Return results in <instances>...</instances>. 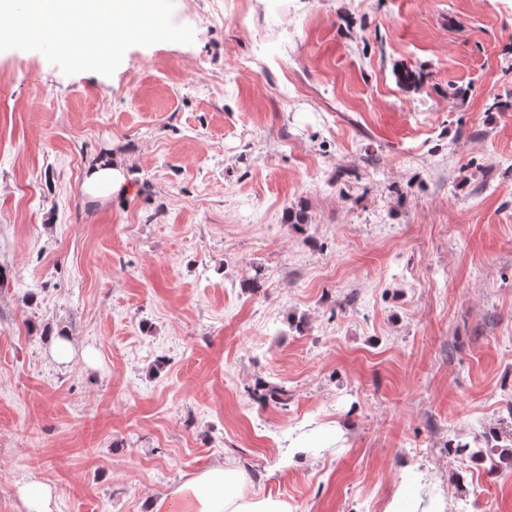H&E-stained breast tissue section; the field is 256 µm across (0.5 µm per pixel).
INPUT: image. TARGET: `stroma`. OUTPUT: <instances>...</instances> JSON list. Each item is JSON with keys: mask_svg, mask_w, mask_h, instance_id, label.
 <instances>
[{"mask_svg": "<svg viewBox=\"0 0 512 512\" xmlns=\"http://www.w3.org/2000/svg\"><path fill=\"white\" fill-rule=\"evenodd\" d=\"M173 21L109 76L0 52V512H150L216 464L293 512H512L448 449L512 439V0ZM104 158L127 193L84 191ZM28 512H51L52 490L48 485L31 483L22 491Z\"/></svg>", "mask_w": 512, "mask_h": 512, "instance_id": "35a3bbf8", "label": "stroma"}]
</instances>
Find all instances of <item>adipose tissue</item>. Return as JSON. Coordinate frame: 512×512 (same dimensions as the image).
<instances>
[{
    "instance_id": "adipose-tissue-1",
    "label": "adipose tissue",
    "mask_w": 512,
    "mask_h": 512,
    "mask_svg": "<svg viewBox=\"0 0 512 512\" xmlns=\"http://www.w3.org/2000/svg\"><path fill=\"white\" fill-rule=\"evenodd\" d=\"M243 483L239 469L216 465L160 498L154 512H292L285 500L245 495Z\"/></svg>"
}]
</instances>
